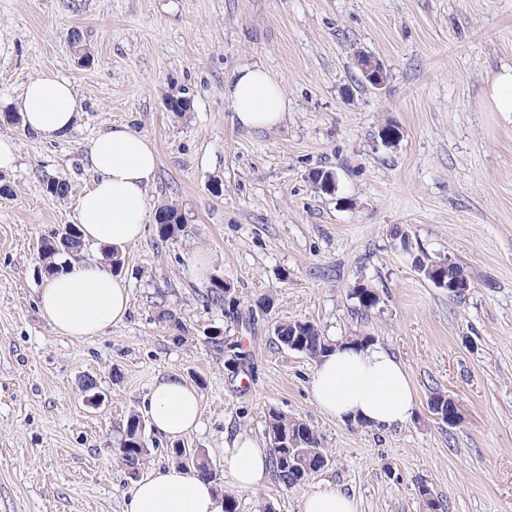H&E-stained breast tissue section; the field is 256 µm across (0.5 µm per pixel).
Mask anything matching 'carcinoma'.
<instances>
[{"mask_svg": "<svg viewBox=\"0 0 512 512\" xmlns=\"http://www.w3.org/2000/svg\"><path fill=\"white\" fill-rule=\"evenodd\" d=\"M166 105L170 112L180 114L191 111L190 99L180 94H169ZM156 213L166 217V223L157 225V234L164 240L174 236L184 224L183 214L174 204H164L156 210ZM392 236L399 242V246L404 248L408 259L413 262L422 260L426 263V276L430 282H435V277L438 276L449 283L465 275V271L449 259L436 261L422 252L415 251L409 235L404 230L396 227L392 231ZM39 247L44 272L51 275L59 269L58 258L65 255L70 257L79 255L84 249V244L79 227L71 224L65 231L42 238ZM227 292L228 288L224 283L213 282L206 293V305L216 308L224 307ZM350 295L365 311L375 308L380 303L377 292L364 286L351 289ZM160 319L171 326L175 340H182L186 330L174 311L169 309L162 311ZM274 334L280 345L301 353L315 362L320 361L336 348V343L310 321L280 322L275 325ZM145 430V420L136 412L129 414L120 427V437L117 441L119 459L131 479L139 477L142 466L152 454L151 448L141 447V444L146 441ZM265 435L270 445L269 454L273 475L275 480L285 487L291 488L305 482L311 475L321 471L329 461L328 452L320 446L318 435L309 426L288 418L274 408L269 409L265 416ZM284 442L288 447H274V444ZM192 467L202 479L215 483L218 495L224 503V512H237L235 498L224 492V486L215 477V471L205 449H195V461L192 462ZM418 491L424 507L432 512L442 510V503L428 484L420 483Z\"/></svg>", "mask_w": 512, "mask_h": 512, "instance_id": "cac0c4a2", "label": "carcinoma"}]
</instances>
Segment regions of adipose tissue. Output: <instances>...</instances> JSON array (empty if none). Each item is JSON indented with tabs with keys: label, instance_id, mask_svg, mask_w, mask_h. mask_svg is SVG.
I'll list each match as a JSON object with an SVG mask.
<instances>
[{
	"label": "adipose tissue",
	"instance_id": "adipose-tissue-1",
	"mask_svg": "<svg viewBox=\"0 0 512 512\" xmlns=\"http://www.w3.org/2000/svg\"><path fill=\"white\" fill-rule=\"evenodd\" d=\"M237 123L245 129L270 128L282 122L287 100L282 86L261 65L238 69L225 88ZM25 129L47 141L66 137L73 129L80 100L65 77L47 72L32 78L17 102ZM94 183L78 201L77 222L84 243L112 248L126 245L145 232L147 191L157 170L152 142L127 125L116 124L86 146ZM43 316L65 336L85 339L123 322L129 294L121 278L99 264L74 262L48 277L39 293ZM311 396L326 415L390 427L408 420L416 393L405 366L376 346H339L317 363ZM155 432L168 439L183 437L201 425L196 389L181 377L158 380L146 406ZM224 472L235 486L256 489L270 477L267 449L253 437L237 435L224 457ZM213 483L189 468L157 467L139 480L125 512H221Z\"/></svg>",
	"mask_w": 512,
	"mask_h": 512
}]
</instances>
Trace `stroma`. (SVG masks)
Instances as JSON below:
<instances>
[{
	"mask_svg": "<svg viewBox=\"0 0 512 512\" xmlns=\"http://www.w3.org/2000/svg\"><path fill=\"white\" fill-rule=\"evenodd\" d=\"M361 53L384 64L382 88L360 82ZM249 63L287 94L277 127L234 120L224 86ZM505 65L512 0H0V134L18 150L0 172L10 188L0 194V512H124L133 482L114 454L118 431L170 374L201 395L203 425L181 443L206 449L216 474L236 434L264 440L271 408L331 454L292 488L225 484L238 512H301L328 484L358 512H423V481L443 512H512V116L482 103ZM48 71L82 105L57 141L11 120L24 85ZM175 92L190 112L167 110ZM116 123L150 139L156 179L145 234L122 255L129 313L77 341L38 309L37 244L75 223L92 185L84 147ZM387 126L398 133L389 145ZM325 169L336 176L328 193L311 181ZM61 177L64 199L46 191ZM171 203L185 223L163 241L153 215ZM396 227L461 266L470 289L449 295L414 270ZM199 251L211 258L203 281L189 273ZM213 280L231 309L206 306ZM359 282L378 293L376 308L350 298ZM164 308L186 325L183 341L159 321ZM295 320L333 340L373 336L411 376L412 417L376 429L322 414L314 361L274 335ZM216 328L235 354L209 344ZM87 375L102 406L85 401ZM436 389L459 401L456 426L429 412Z\"/></svg>",
	"mask_w": 512,
	"mask_h": 512,
	"instance_id": "35a3bbf8",
	"label": "stroma"
}]
</instances>
